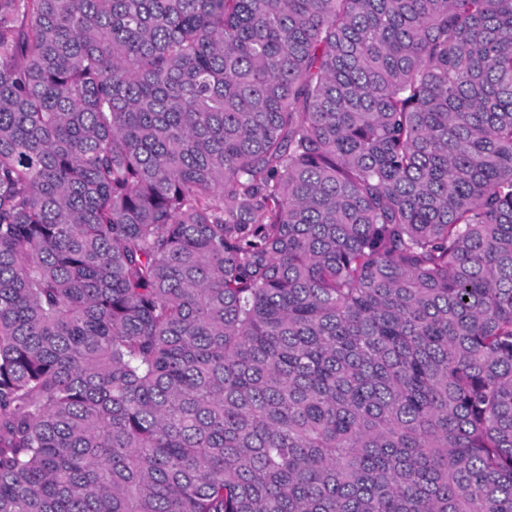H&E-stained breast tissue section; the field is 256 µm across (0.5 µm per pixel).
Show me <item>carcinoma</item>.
Wrapping results in <instances>:
<instances>
[{
	"mask_svg": "<svg viewBox=\"0 0 512 512\" xmlns=\"http://www.w3.org/2000/svg\"><path fill=\"white\" fill-rule=\"evenodd\" d=\"M0 512H512V0H0Z\"/></svg>",
	"mask_w": 512,
	"mask_h": 512,
	"instance_id": "carcinoma-1",
	"label": "carcinoma"
}]
</instances>
